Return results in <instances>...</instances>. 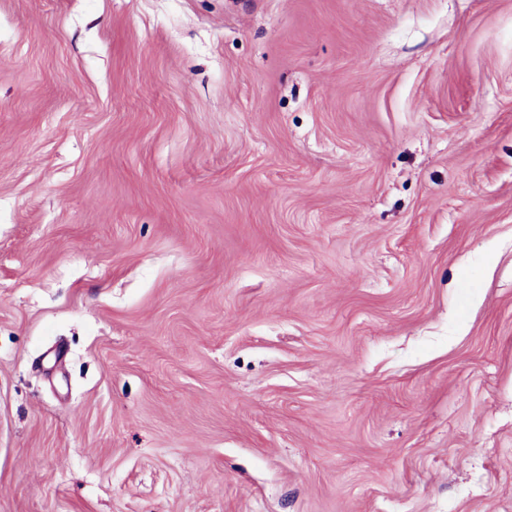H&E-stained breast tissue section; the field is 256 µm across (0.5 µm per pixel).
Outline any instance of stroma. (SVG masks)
Returning <instances> with one entry per match:
<instances>
[{"label": "stroma", "mask_w": 512, "mask_h": 512, "mask_svg": "<svg viewBox=\"0 0 512 512\" xmlns=\"http://www.w3.org/2000/svg\"><path fill=\"white\" fill-rule=\"evenodd\" d=\"M0 512H512V0H0Z\"/></svg>", "instance_id": "1"}]
</instances>
